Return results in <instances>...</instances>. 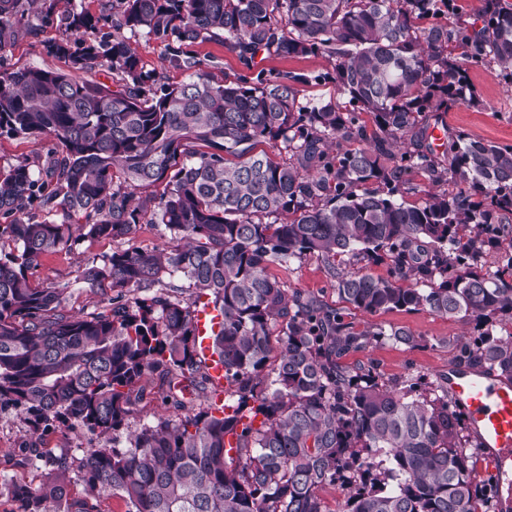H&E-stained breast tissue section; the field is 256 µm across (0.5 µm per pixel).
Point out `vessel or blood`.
Listing matches in <instances>:
<instances>
[{"label":"vessel or blood","mask_w":512,"mask_h":512,"mask_svg":"<svg viewBox=\"0 0 512 512\" xmlns=\"http://www.w3.org/2000/svg\"><path fill=\"white\" fill-rule=\"evenodd\" d=\"M219 321L211 306L199 308L196 326L198 351L206 357L216 388L224 386V367L210 356L209 332ZM448 390L478 433L497 474L500 492L512 502V382L451 365L445 372Z\"/></svg>","instance_id":"vessel-or-blood-1"}]
</instances>
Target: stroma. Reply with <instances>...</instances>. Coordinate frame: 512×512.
I'll list each match as a JSON object with an SVG mask.
<instances>
[{
    "instance_id": "stroma-1",
    "label": "stroma",
    "mask_w": 512,
    "mask_h": 512,
    "mask_svg": "<svg viewBox=\"0 0 512 512\" xmlns=\"http://www.w3.org/2000/svg\"><path fill=\"white\" fill-rule=\"evenodd\" d=\"M30 22L34 27L33 32L6 49L8 63L16 68H61V61L48 55L44 49L45 42L57 37V30L42 27L40 17L35 12L31 13ZM193 51L216 80L232 81L244 72L236 55L229 52L221 41L196 44ZM263 67L265 71L273 73L310 75V82L300 87L301 97L307 100H326L336 95L333 84L313 79L314 74L331 69L332 62L327 57H272L264 61ZM468 75L480 95L481 103L477 106L458 105L449 109L444 115L449 129L467 133L477 140L512 144V88L505 87L489 70L482 67L469 68ZM115 247V241L98 239L82 242L71 252L47 256L42 261L35 281L44 285H69V307L72 312L83 315L98 312L106 305L107 295L77 284L75 277L79 267L88 260L109 253ZM271 272L287 280L289 288L315 293L324 303L341 311L346 321L353 323L356 328L370 325L404 326L421 338L419 346L413 349L401 344L381 342L369 350L349 354L344 362L350 366L371 360L388 377L412 374L431 378L451 363L456 354V344L470 339L474 334L473 324L457 317L449 318L427 311L372 316L354 310L339 297L324 262L315 257L305 258L287 269L272 267ZM27 430L28 423L20 411L0 413V475L29 482L37 487L47 479L50 465L42 460L21 463L10 456L11 450L19 446ZM102 443L103 439L98 433L74 425L49 430L42 440L43 448L52 455L75 459Z\"/></svg>"
}]
</instances>
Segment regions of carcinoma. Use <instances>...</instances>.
Masks as SVG:
<instances>
[{
    "label": "carcinoma",
    "mask_w": 512,
    "mask_h": 512,
    "mask_svg": "<svg viewBox=\"0 0 512 512\" xmlns=\"http://www.w3.org/2000/svg\"><path fill=\"white\" fill-rule=\"evenodd\" d=\"M39 2L0 0V52L30 32ZM119 3L117 20L106 6L41 10L60 33L45 49L66 72L0 60V134L59 145L41 163L0 167V242L15 244L0 249V411H25L29 452L57 425L107 436L156 374L175 415L128 433L124 450H89L79 496L67 492L69 461L50 460L41 486L11 485L22 512H101L108 492L127 512H331L322 492L336 485L337 512H497L496 478L476 479L483 450L444 378L341 362L417 337L357 330L269 266L316 256L356 310L469 320L477 337L454 361L512 381V335L495 330L512 322V144L443 122L480 102L467 66L512 87V4L480 0L469 22L458 0ZM135 35L166 43L185 80L145 69ZM220 39L249 71L272 56L334 66L219 83L188 47ZM95 69L112 85L83 77ZM311 80L334 83L345 105L303 99ZM259 142L281 159L254 152ZM139 224L173 245L132 243ZM105 238L127 246L76 277L111 293L102 311L71 314L69 286L33 283L43 258ZM362 261L387 276L353 269ZM203 298L222 315L219 415L187 408L210 383L196 348Z\"/></svg>",
    "instance_id": "obj_1"
}]
</instances>
